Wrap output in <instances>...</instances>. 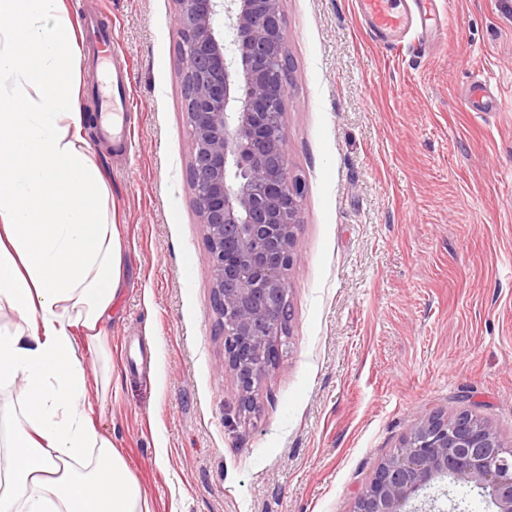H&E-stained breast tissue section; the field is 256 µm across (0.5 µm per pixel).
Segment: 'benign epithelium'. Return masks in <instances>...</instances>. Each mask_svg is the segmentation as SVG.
Here are the masks:
<instances>
[{
  "instance_id": "1",
  "label": "benign epithelium",
  "mask_w": 512,
  "mask_h": 512,
  "mask_svg": "<svg viewBox=\"0 0 512 512\" xmlns=\"http://www.w3.org/2000/svg\"><path fill=\"white\" fill-rule=\"evenodd\" d=\"M194 191L208 248L216 332L240 411L282 356L291 318L302 194L282 124L289 57L281 0H177ZM450 480L512 512V448L470 410L410 424L378 463L353 512H444Z\"/></svg>"
}]
</instances>
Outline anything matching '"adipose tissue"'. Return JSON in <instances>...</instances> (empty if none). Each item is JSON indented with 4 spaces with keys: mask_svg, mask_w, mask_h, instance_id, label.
<instances>
[{
    "mask_svg": "<svg viewBox=\"0 0 512 512\" xmlns=\"http://www.w3.org/2000/svg\"><path fill=\"white\" fill-rule=\"evenodd\" d=\"M81 44L66 0H0V388L18 411L0 441V512H142L128 462L84 413L87 356L108 369L102 323L123 247L101 169L77 134ZM81 336H74V329Z\"/></svg>",
    "mask_w": 512,
    "mask_h": 512,
    "instance_id": "adipose-tissue-1",
    "label": "adipose tissue"
}]
</instances>
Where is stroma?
Returning a JSON list of instances; mask_svg holds the SVG:
<instances>
[{
    "label": "stroma",
    "mask_w": 512,
    "mask_h": 512,
    "mask_svg": "<svg viewBox=\"0 0 512 512\" xmlns=\"http://www.w3.org/2000/svg\"><path fill=\"white\" fill-rule=\"evenodd\" d=\"M446 2L418 51L376 42L354 0H282L302 222L288 343L244 415L185 178L178 5L85 0L112 43L82 53L75 110L97 115L116 60L133 102L129 151L82 131L125 264L88 400L149 512H352L412 420L464 401L512 446V0ZM478 78L496 111L465 107Z\"/></svg>",
    "instance_id": "1"
}]
</instances>
